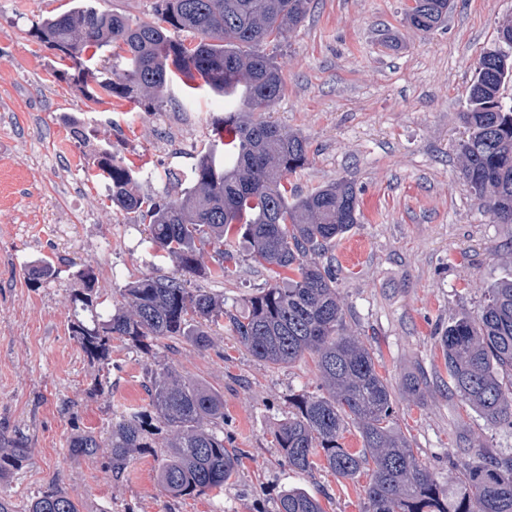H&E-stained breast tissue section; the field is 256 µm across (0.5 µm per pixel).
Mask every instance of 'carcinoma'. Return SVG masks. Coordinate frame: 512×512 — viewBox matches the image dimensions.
<instances>
[{"label": "carcinoma", "instance_id": "1", "mask_svg": "<svg viewBox=\"0 0 512 512\" xmlns=\"http://www.w3.org/2000/svg\"><path fill=\"white\" fill-rule=\"evenodd\" d=\"M311 0H157L156 21L126 17L76 0L68 11L43 19L37 37L79 63L78 75L110 95L147 93L145 110L164 101L169 83L182 74L226 97L241 109L224 114L214 147L199 158L194 184L175 200L141 195L134 171L107 158L100 176L109 181L112 204L145 224L156 255L177 273L146 274L120 292L114 305L99 301L94 269L77 272L84 288L72 294L69 330L93 362L109 364L112 337L147 351L162 341L209 345V329L227 320L238 342L257 360L289 365L316 358L322 393L301 395L278 426L276 442L288 466L308 471L322 456L340 478L371 471L364 487L366 512H512V453L467 448L456 461L453 489L417 457L394 424L392 392L376 368L371 345L346 324L336 295V272L308 261L358 223L354 182H333L309 194L288 191L285 176L307 160V143L263 117L284 89L278 61L288 37L305 20ZM450 0H413L406 21L428 34L447 18ZM193 43L186 44L180 34ZM110 47L125 54L126 69L104 76L83 58L86 48ZM512 25L499 30L498 46L479 58L464 112L467 137L460 144V177L500 224H512ZM237 231L250 244L253 262L276 269L277 280L249 297L241 310L224 307V296L188 287L185 276L220 279L234 259L224 237ZM213 250L214 267L199 256ZM451 388L487 422L512 429V273L486 287L474 315L448 322L438 336ZM147 407L112 420L105 437L73 436L71 452L86 459L108 457L107 477L119 484L132 454L153 447L159 425L172 433L163 449L157 480L174 497L224 490L238 470L237 451L224 436V396L168 364L146 373ZM358 429L363 448L340 443L347 425ZM29 458L24 440L0 448V476ZM28 512H81L52 484L33 497ZM276 512H324L302 488L281 494Z\"/></svg>", "mask_w": 512, "mask_h": 512}]
</instances>
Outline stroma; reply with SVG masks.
<instances>
[{"instance_id":"1","label":"stroma","mask_w":512,"mask_h":512,"mask_svg":"<svg viewBox=\"0 0 512 512\" xmlns=\"http://www.w3.org/2000/svg\"><path fill=\"white\" fill-rule=\"evenodd\" d=\"M411 0H311L283 49L284 93L268 120L306 139L308 161L286 181L306 194L339 181L360 191L357 224L318 261L336 270L347 325L374 349L396 399V425L444 486L459 473L460 441L512 453V429L487 423L448 388L438 327L476 313L485 288L512 272V224L478 207L459 177L460 114L481 53L512 21V0H453L430 34L405 21ZM71 0H0V437H23L27 461L0 476L17 512L50 483L81 512H275L284 490L302 488L325 512H365L368 472L336 477L323 466L288 467L275 431L299 394L317 392L311 357L284 366L254 359L228 327L210 344L150 352L112 341L109 364L90 361L68 326L77 272L94 267L102 298L115 301L144 273L174 272L159 261L145 225L133 223L96 178L103 155L138 171L142 195L177 198L231 101L190 78L175 80L162 106L104 94L73 62L36 36L41 19ZM224 278L191 285L222 294L228 307L267 287L240 235ZM55 274L32 270L43 257ZM172 365L224 397V430L240 453L223 493L174 498L158 485L167 434L139 450L127 481L106 478L105 458L71 455L72 435H105L115 413L148 404V369ZM421 392L409 394V379ZM112 385L92 395L94 380Z\"/></svg>"}]
</instances>
